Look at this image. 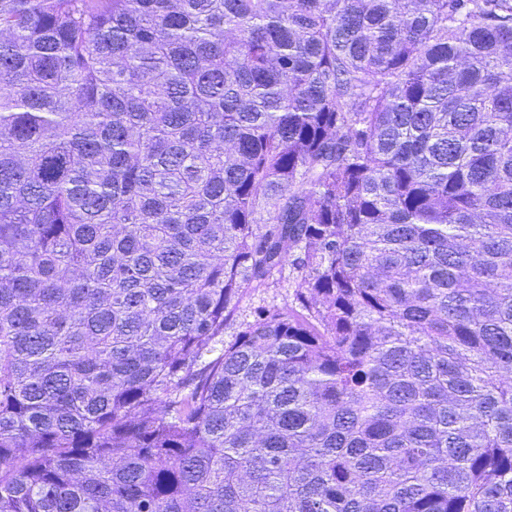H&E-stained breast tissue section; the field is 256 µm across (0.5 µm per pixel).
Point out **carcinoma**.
I'll return each instance as SVG.
<instances>
[{
	"label": "carcinoma",
	"instance_id": "cac0c4a2",
	"mask_svg": "<svg viewBox=\"0 0 512 512\" xmlns=\"http://www.w3.org/2000/svg\"><path fill=\"white\" fill-rule=\"evenodd\" d=\"M0 512H512V0H0ZM288 289L287 268L283 276H275L274 280L270 281L267 288H262L259 292L244 299L241 303V307L246 314H249L250 311L253 312L258 307H267L273 304L283 305L288 301Z\"/></svg>",
	"mask_w": 512,
	"mask_h": 512
}]
</instances>
